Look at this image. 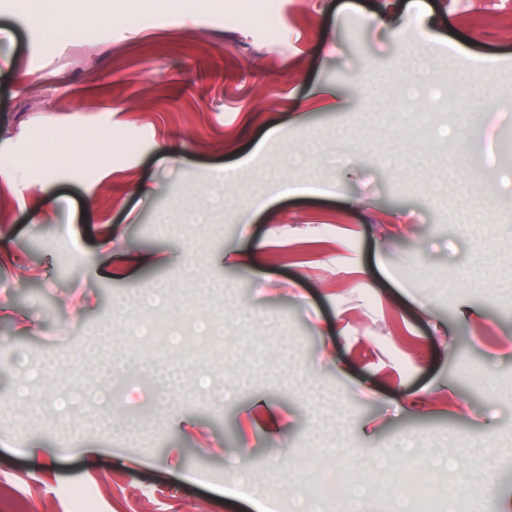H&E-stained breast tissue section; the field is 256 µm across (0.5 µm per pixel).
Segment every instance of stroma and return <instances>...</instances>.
<instances>
[{"mask_svg":"<svg viewBox=\"0 0 512 512\" xmlns=\"http://www.w3.org/2000/svg\"><path fill=\"white\" fill-rule=\"evenodd\" d=\"M56 9L77 33L0 0V512H412L411 459L436 512L511 504L512 0ZM412 51L426 132L392 105ZM143 288L198 311L169 353ZM217 315L240 344L194 356ZM400 482L408 491L406 494L418 512H430L432 506L444 495L443 486L426 479L421 472L420 465L411 463L405 465L400 474Z\"/></svg>","mask_w":512,"mask_h":512,"instance_id":"1","label":"stroma"}]
</instances>
